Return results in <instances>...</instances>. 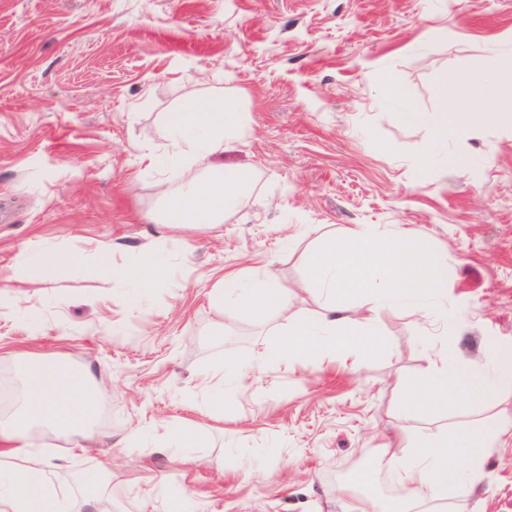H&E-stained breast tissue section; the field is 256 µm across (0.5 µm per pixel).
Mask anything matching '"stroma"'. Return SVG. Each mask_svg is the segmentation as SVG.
Masks as SVG:
<instances>
[{
	"label": "stroma",
	"mask_w": 512,
	"mask_h": 512,
	"mask_svg": "<svg viewBox=\"0 0 512 512\" xmlns=\"http://www.w3.org/2000/svg\"><path fill=\"white\" fill-rule=\"evenodd\" d=\"M493 68L512 71V0H0V375L18 385L23 354H46L92 375L108 411L86 451L74 434L34 440L57 481L108 458L114 512H138L158 479L198 512H340L342 471L365 464L371 495L398 496L379 466L388 435L428 440L493 414L491 398L401 411L429 325L389 306L376 355L271 362L226 386L202 464L156 449L169 426L206 420L201 372L253 365L288 331L269 310L220 316L225 275L269 273L292 311L317 314L306 257L361 224L444 262L443 305L466 314L460 362L512 366V114L478 122L463 91L439 93L442 74L476 88ZM213 96L245 115L220 162L249 172L246 196L223 223L172 230L154 217L187 175L143 155L169 150L168 113ZM443 106L462 130L444 153L425 136ZM103 246L125 267L152 248L161 288L130 304L128 283L98 273ZM52 252L74 261L46 274ZM471 504L512 512V444L489 451Z\"/></svg>",
	"instance_id": "1"
}]
</instances>
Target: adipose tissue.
<instances>
[{
  "label": "adipose tissue",
  "instance_id": "obj_1",
  "mask_svg": "<svg viewBox=\"0 0 512 512\" xmlns=\"http://www.w3.org/2000/svg\"><path fill=\"white\" fill-rule=\"evenodd\" d=\"M237 103L224 98L192 101L167 117L171 150L165 156L148 154L150 167H188L213 162L239 127ZM248 183L245 172L232 170L218 180L188 179L171 196L163 214L165 225L216 224L225 207L236 203ZM105 276L130 283L133 288L158 287L160 281L152 252L142 254L137 268L112 263L109 249L99 252ZM447 269L427 257L406 237H385L358 226L340 238L321 240L307 259L306 286L325 293L328 303L317 316L288 315V300L270 277L256 278L242 287L231 274L224 279L225 306L246 315L272 308L288 320V335L277 351L289 364L303 366L346 360L349 349L377 353L381 341L374 315L387 304L413 306L421 318L441 312L446 293ZM360 297L357 307L339 303L342 295ZM425 382L406 393L400 408L406 413L429 414L438 407L453 408L498 388L512 390V370L501 365H454L447 349H435L427 359ZM96 399L89 376L67 366L48 363L36 355L24 367L18 408L0 422V512H68L66 493L51 477V465L31 443L43 432H78L79 450L93 446L90 428ZM512 438V409L500 408L475 433L448 428L422 445L399 432L385 446L387 467L402 487V497L387 504L362 496L354 486L339 488L342 512H416L430 504L453 502L454 512H470L473 488L485 476L488 450L504 438ZM78 491L90 512H112V464L101 462L96 475L84 476Z\"/></svg>",
  "mask_w": 512,
  "mask_h": 512
}]
</instances>
